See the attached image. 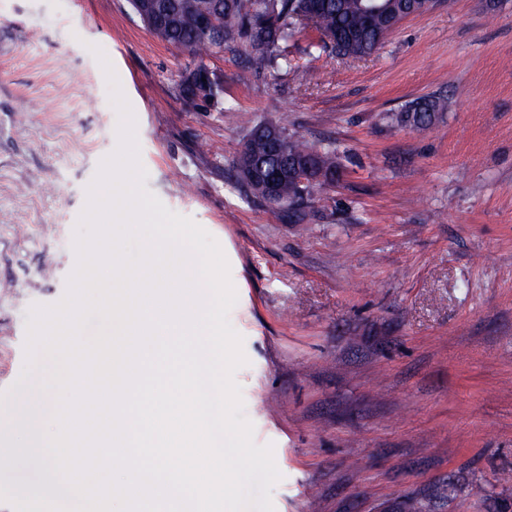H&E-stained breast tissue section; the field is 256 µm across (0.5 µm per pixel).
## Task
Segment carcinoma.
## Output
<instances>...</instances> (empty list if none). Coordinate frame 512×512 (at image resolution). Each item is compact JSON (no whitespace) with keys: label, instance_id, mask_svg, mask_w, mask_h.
Listing matches in <instances>:
<instances>
[{"label":"carcinoma","instance_id":"obj_1","mask_svg":"<svg viewBox=\"0 0 512 512\" xmlns=\"http://www.w3.org/2000/svg\"><path fill=\"white\" fill-rule=\"evenodd\" d=\"M132 13L159 40L188 51L194 67L181 80L183 93L217 101L223 83L209 75L205 59L226 50L243 56L248 76L259 78L291 66L288 43L311 26L318 33L311 43L318 53L362 58L375 53L390 28L371 22L361 0H128ZM447 109L440 94L419 97L398 112L386 115L400 128L432 125ZM290 158H310L313 178L302 183L285 174ZM284 171L275 198L264 190L266 177ZM238 177L258 199L287 214L293 224L315 217L313 203L319 190L339 179L336 150L316 147L288 129V115L276 122L252 127L235 161Z\"/></svg>","mask_w":512,"mask_h":512}]
</instances>
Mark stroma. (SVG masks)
I'll return each instance as SVG.
<instances>
[{
    "label": "stroma",
    "instance_id": "35a3bbf8",
    "mask_svg": "<svg viewBox=\"0 0 512 512\" xmlns=\"http://www.w3.org/2000/svg\"><path fill=\"white\" fill-rule=\"evenodd\" d=\"M312 37L259 80L234 53L208 59L212 102L181 93L191 57L126 0H0V392L19 399L28 311L64 296L86 188L117 146L96 45L147 188L229 263L234 379L282 475L274 512H512V0H435L364 58L314 56ZM434 93V125L384 121ZM283 115L341 166L307 224L235 175L248 130ZM53 480L34 456L0 469L21 500Z\"/></svg>",
    "mask_w": 512,
    "mask_h": 512
}]
</instances>
